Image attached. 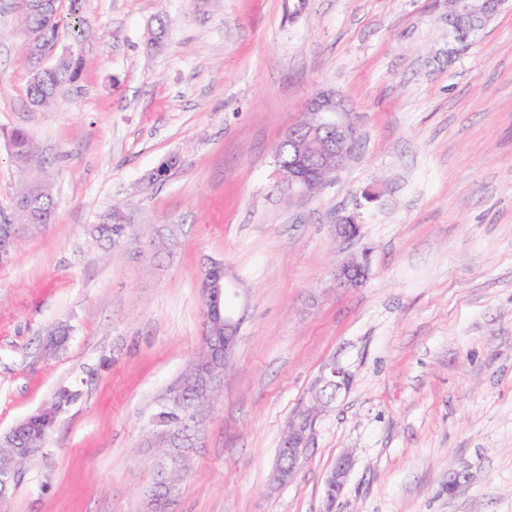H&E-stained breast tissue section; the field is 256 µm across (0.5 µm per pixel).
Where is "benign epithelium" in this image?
Here are the masks:
<instances>
[{
	"label": "benign epithelium",
	"mask_w": 512,
	"mask_h": 512,
	"mask_svg": "<svg viewBox=\"0 0 512 512\" xmlns=\"http://www.w3.org/2000/svg\"><path fill=\"white\" fill-rule=\"evenodd\" d=\"M60 0H28L27 9L39 15L53 16L58 11ZM507 0H448V26L454 33V40L460 43L483 26L486 15L496 13ZM51 22L28 28L24 32L25 51L31 64L32 80H39L50 69L47 62L57 38L51 34ZM308 122L299 129L289 128L283 135L288 143V165L275 166L274 178L279 190L291 197L312 198L319 194L324 183L316 178L320 170L328 175L339 172L356 154L359 135L357 127L346 120H333L329 115H346L344 101L332 93L318 92L307 103ZM30 208L24 199L12 208L10 223L0 226V238L8 241L19 230L29 225ZM336 237L347 241L361 237L362 225L355 214L341 215L334 225ZM367 255L352 258L336 267L334 283L343 290L362 287L368 277ZM201 293L212 303L220 306L226 300L230 288L225 279H214L204 274L200 279ZM224 360L233 357L238 340L240 321L233 312L224 314ZM199 359L207 363L206 370L199 376V385L209 393L221 387L223 368L219 359L201 351ZM350 381V374L336 360L322 369L308 399L288 421V436L283 438L273 471V481L284 485L295 475L299 460L312 440L313 427L317 418V407L328 405L335 400ZM34 448L15 449L13 463L0 464V500L11 494L22 459L35 455ZM353 467L351 453L344 452L336 458L333 470L327 479V500L332 503L346 485Z\"/></svg>",
	"instance_id": "1"
}]
</instances>
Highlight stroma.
<instances>
[{
    "label": "stroma",
    "instance_id": "stroma-1",
    "mask_svg": "<svg viewBox=\"0 0 512 512\" xmlns=\"http://www.w3.org/2000/svg\"><path fill=\"white\" fill-rule=\"evenodd\" d=\"M19 2L0 0V132L55 156L58 205L0 246V432L75 398L0 512H145L151 420L201 345L211 261L241 327L173 512H512V0L453 57L448 0H308L293 19L288 0H62L55 52L82 71L50 110L27 96ZM77 23L93 38L74 43ZM320 91L345 100L359 147L289 201L272 149ZM116 203L132 222L105 251L87 228ZM354 211L362 238L337 240ZM364 252L365 285L336 290ZM334 359L351 382L272 485ZM353 467V458L351 453L344 452L336 458L333 470L329 473L327 479V500L332 503L346 485Z\"/></svg>",
    "mask_w": 512,
    "mask_h": 512
}]
</instances>
